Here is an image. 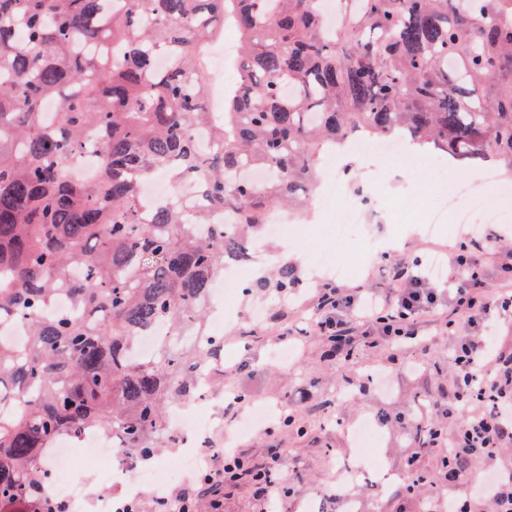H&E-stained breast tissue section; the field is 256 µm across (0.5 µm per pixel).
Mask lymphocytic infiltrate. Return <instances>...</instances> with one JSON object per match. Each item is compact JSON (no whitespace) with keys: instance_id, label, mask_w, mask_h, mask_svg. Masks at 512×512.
Listing matches in <instances>:
<instances>
[{"instance_id":"f902f5d3","label":"lymphocytic infiltrate","mask_w":512,"mask_h":512,"mask_svg":"<svg viewBox=\"0 0 512 512\" xmlns=\"http://www.w3.org/2000/svg\"><path fill=\"white\" fill-rule=\"evenodd\" d=\"M497 239L491 232L482 241L450 250L453 274L444 288L435 287L423 260L416 258L387 264L380 290L327 283L313 302L314 326L333 339L361 334L402 347L424 343V325L432 317L452 333L478 325V334L461 338L452 353L454 410L464 420L448 451L479 464L512 440V356L498 346L499 321L512 316V290L488 294L480 277L481 262L493 255ZM244 462L238 453L225 455L220 463L204 461L188 478V491L175 496L177 512H191L197 495L231 481Z\"/></svg>"}]
</instances>
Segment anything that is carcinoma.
Listing matches in <instances>:
<instances>
[{
  "label": "carcinoma",
  "instance_id": "1",
  "mask_svg": "<svg viewBox=\"0 0 512 512\" xmlns=\"http://www.w3.org/2000/svg\"><path fill=\"white\" fill-rule=\"evenodd\" d=\"M341 2L331 28L321 0H0V327L27 337L0 336V512H62L40 457L63 437L153 457L196 391L188 337L224 348L204 315L224 262L251 260L271 211L306 212L349 134L512 174V0ZM225 19L242 54L213 112L206 47ZM80 153L96 177L69 172ZM160 172L174 196L145 211ZM275 281L300 286L287 264ZM62 296L77 313L44 315Z\"/></svg>",
  "mask_w": 512,
  "mask_h": 512
}]
</instances>
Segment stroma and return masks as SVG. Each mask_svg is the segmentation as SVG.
<instances>
[{
	"instance_id": "stroma-1",
	"label": "stroma",
	"mask_w": 512,
	"mask_h": 512,
	"mask_svg": "<svg viewBox=\"0 0 512 512\" xmlns=\"http://www.w3.org/2000/svg\"><path fill=\"white\" fill-rule=\"evenodd\" d=\"M371 194L383 215L364 224L360 238L348 242L324 236L307 242L292 236L281 242L271 240L250 266L247 279L255 287L250 294L239 295L234 304L236 318L223 331L224 373L213 384L220 392H243L247 411L261 403L290 405L304 432L286 434L276 426L240 438L237 446L250 461L279 455V475L294 484L295 493L275 499L242 481L225 486L219 512H303L308 505L315 512H344L346 505L336 495L334 480L337 469L351 458L349 435L359 421L381 414L387 417L380 426L383 439L371 453L380 471L361 478L354 488L360 512H439L442 494L466 498L469 512H490L479 486L463 477L447 481L439 473L440 449L419 447L411 434L412 426L426 419L442 426L447 438L457 433L459 417L444 413L453 394L449 357L458 340L456 334L435 336L426 347L403 349L353 336L334 352L328 339L311 329L293 337L291 359L279 357L282 326L305 315L316 288L329 281L311 266V251H333L339 261L352 267V282L373 289L381 284L374 268L380 259H430L449 245L482 236L487 229L480 220L456 224L450 214L446 221L456 226L452 235L425 234L428 219L442 205L443 197L424 159L402 181L392 179L386 168H378ZM402 200L411 206L404 224L395 210ZM279 264L298 271L301 287L287 292L258 287V280ZM413 471L436 476V486H424L413 497L398 494V486Z\"/></svg>"
}]
</instances>
